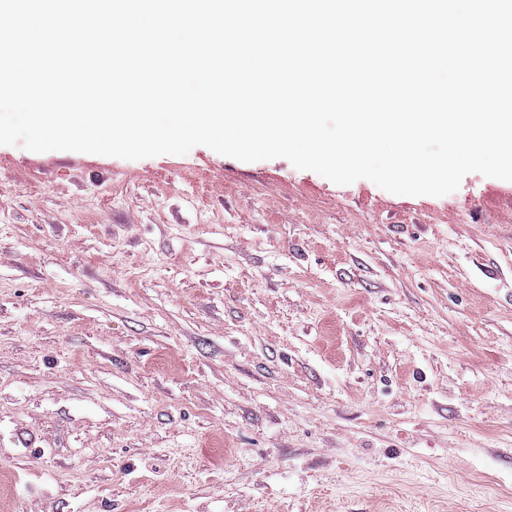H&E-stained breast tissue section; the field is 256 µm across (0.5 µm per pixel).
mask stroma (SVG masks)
<instances>
[{"instance_id":"35a3bbf8","label":"stroma","mask_w":512,"mask_h":512,"mask_svg":"<svg viewBox=\"0 0 512 512\" xmlns=\"http://www.w3.org/2000/svg\"><path fill=\"white\" fill-rule=\"evenodd\" d=\"M0 512H512V182L0 145Z\"/></svg>"}]
</instances>
